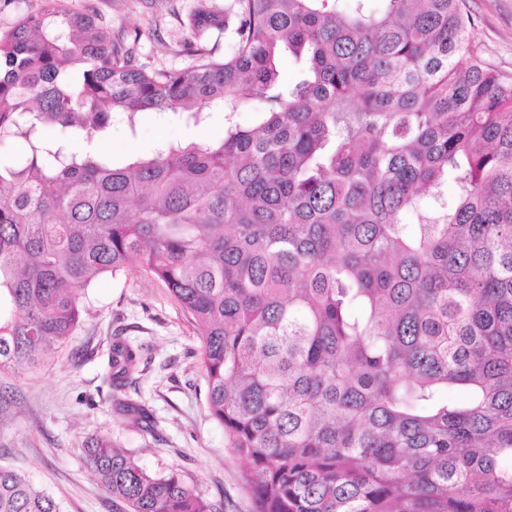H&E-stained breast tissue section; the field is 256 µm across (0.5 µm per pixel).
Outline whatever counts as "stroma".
I'll use <instances>...</instances> for the list:
<instances>
[{"mask_svg":"<svg viewBox=\"0 0 512 512\" xmlns=\"http://www.w3.org/2000/svg\"><path fill=\"white\" fill-rule=\"evenodd\" d=\"M101 15L112 31H141V62L190 67L185 26L198 0H72ZM472 41L481 57L512 80V0H466ZM224 111L213 107L201 125L173 112H142L135 128L115 116L103 152L121 162L167 140H219ZM140 354L137 371L113 388L108 360L114 338ZM197 325L160 281L138 268L95 281L83 299L74 336L45 365L0 370V466L25 473L51 491L63 512H122L99 486L86 460L89 437L104 435L149 471L177 470L219 512H255L243 474L246 464L210 416L199 367ZM118 399L148 410L153 428L134 425L113 408Z\"/></svg>","mask_w":512,"mask_h":512,"instance_id":"1","label":"stroma"}]
</instances>
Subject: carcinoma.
<instances>
[{"label":"carcinoma","instance_id":"obj_1","mask_svg":"<svg viewBox=\"0 0 512 512\" xmlns=\"http://www.w3.org/2000/svg\"><path fill=\"white\" fill-rule=\"evenodd\" d=\"M460 2L202 3L187 70L66 0L0 29V140L22 145L0 155V368L53 355L90 285L136 264L197 323L256 512H512V82ZM284 47L304 61L288 86ZM214 105L216 142L122 164L74 147L116 112L197 126ZM137 364L113 341L112 386ZM85 451L126 512H218L106 437ZM0 512L61 508L0 467Z\"/></svg>","mask_w":512,"mask_h":512}]
</instances>
